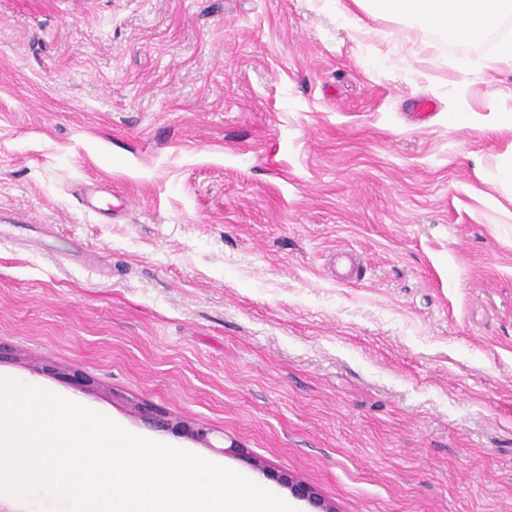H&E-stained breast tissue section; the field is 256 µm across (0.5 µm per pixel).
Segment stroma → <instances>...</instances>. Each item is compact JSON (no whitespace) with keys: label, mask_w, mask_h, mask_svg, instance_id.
<instances>
[{"label":"stroma","mask_w":512,"mask_h":512,"mask_svg":"<svg viewBox=\"0 0 512 512\" xmlns=\"http://www.w3.org/2000/svg\"><path fill=\"white\" fill-rule=\"evenodd\" d=\"M342 2L0 0V376L297 512H512V129L448 125L512 68ZM130 413L136 421L155 431L166 432L177 429L192 440L209 443L208 437L211 433L209 429L196 423L173 419L166 412L147 402L131 403Z\"/></svg>","instance_id":"obj_1"}]
</instances>
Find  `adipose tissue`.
<instances>
[{
	"mask_svg": "<svg viewBox=\"0 0 512 512\" xmlns=\"http://www.w3.org/2000/svg\"><path fill=\"white\" fill-rule=\"evenodd\" d=\"M361 9H386L397 19L451 41L478 43L512 13V0H354Z\"/></svg>",
	"mask_w": 512,
	"mask_h": 512,
	"instance_id": "ef3b65f1",
	"label": "adipose tissue"
}]
</instances>
